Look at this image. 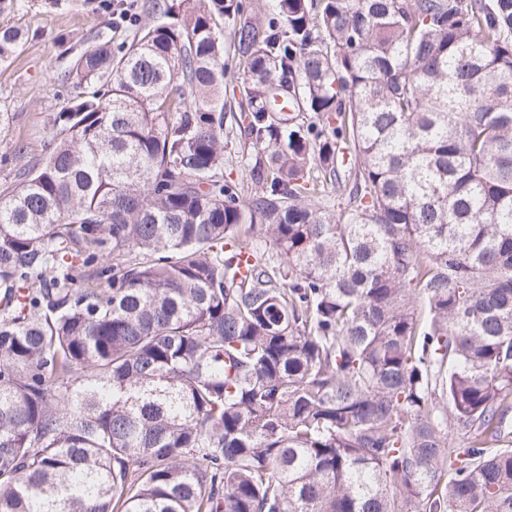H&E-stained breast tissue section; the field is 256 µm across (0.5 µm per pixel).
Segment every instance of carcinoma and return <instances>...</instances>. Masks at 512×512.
Listing matches in <instances>:
<instances>
[{
    "instance_id": "carcinoma-1",
    "label": "carcinoma",
    "mask_w": 512,
    "mask_h": 512,
    "mask_svg": "<svg viewBox=\"0 0 512 512\" xmlns=\"http://www.w3.org/2000/svg\"><path fill=\"white\" fill-rule=\"evenodd\" d=\"M139 9L0 195V512H512V0ZM239 59L237 44L234 42L233 33L229 28L224 29V70L225 81L236 79V63ZM230 135L228 144L224 148V179L238 185H245L249 182V161L247 154H255L252 148H246L244 158H242V141L240 136ZM241 144V146H240Z\"/></svg>"
}]
</instances>
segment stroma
Masks as SVG:
<instances>
[{"instance_id":"35a3bbf8","label":"stroma","mask_w":512,"mask_h":512,"mask_svg":"<svg viewBox=\"0 0 512 512\" xmlns=\"http://www.w3.org/2000/svg\"><path fill=\"white\" fill-rule=\"evenodd\" d=\"M131 0H13L0 12V28L15 27L28 39L10 64L0 66V193L46 156L54 118L75 85L62 74L70 59L106 37L130 39L129 23L112 18Z\"/></svg>"}]
</instances>
